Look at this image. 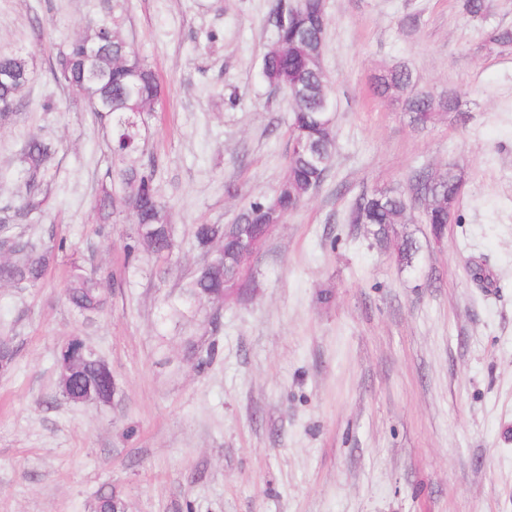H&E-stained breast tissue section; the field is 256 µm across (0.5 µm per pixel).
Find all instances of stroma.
Listing matches in <instances>:
<instances>
[{
	"mask_svg": "<svg viewBox=\"0 0 512 512\" xmlns=\"http://www.w3.org/2000/svg\"><path fill=\"white\" fill-rule=\"evenodd\" d=\"M277 0H0V51L33 75L0 122V217L33 244L66 242L42 285L0 283V512H512V0L486 20L459 0H326L323 66L333 80L336 160L270 232L256 288L222 303L185 285L205 254L197 224H232L283 181L292 107L261 76ZM108 23L153 69L161 95L140 126L169 206L168 268L105 234L94 201L124 161L81 98L51 80L55 56ZM403 64L416 91L456 90L461 106L421 127L373 77ZM55 154L44 213L16 210L30 136ZM456 166L460 223L435 238L421 207L399 234L419 246L400 267L349 213L415 170ZM97 271L100 313L64 294L71 259ZM112 372L107 403L58 391L71 338ZM216 346L205 370L194 353Z\"/></svg>",
	"mask_w": 512,
	"mask_h": 512,
	"instance_id": "35a3bbf8",
	"label": "stroma"
}]
</instances>
